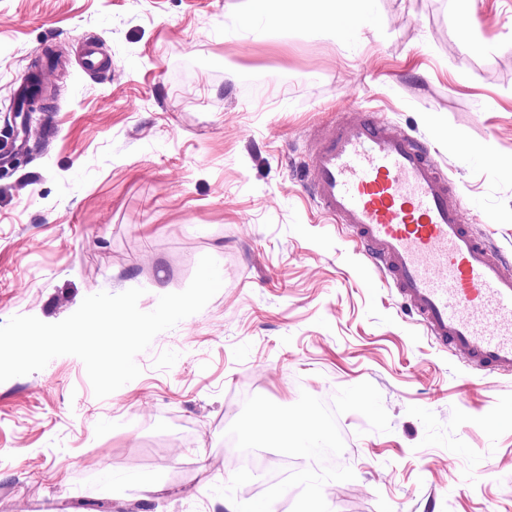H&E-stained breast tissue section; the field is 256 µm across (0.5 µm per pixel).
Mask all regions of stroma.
<instances>
[{
  "mask_svg": "<svg viewBox=\"0 0 512 512\" xmlns=\"http://www.w3.org/2000/svg\"><path fill=\"white\" fill-rule=\"evenodd\" d=\"M323 0H0V323H56L86 296L184 290L224 271L105 398L83 362L0 383V512H225L244 399L332 403L367 381L390 421L339 415L350 481L331 512H512V376L440 350L295 167L362 107L427 142L465 217L512 252V0H375L354 42L274 25ZM271 20L264 36L244 11ZM95 36L111 70L76 60ZM140 475L159 487L146 493Z\"/></svg>",
  "mask_w": 512,
  "mask_h": 512,
  "instance_id": "1",
  "label": "stroma"
}]
</instances>
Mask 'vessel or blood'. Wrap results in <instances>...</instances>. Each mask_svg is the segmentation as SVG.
I'll use <instances>...</instances> for the list:
<instances>
[{"label": "vessel or blood", "instance_id": "1", "mask_svg": "<svg viewBox=\"0 0 512 512\" xmlns=\"http://www.w3.org/2000/svg\"><path fill=\"white\" fill-rule=\"evenodd\" d=\"M80 64L106 68L94 39L83 40ZM300 172L317 208L348 229L440 348L512 375V258L468 224L425 141L352 107L317 135Z\"/></svg>", "mask_w": 512, "mask_h": 512}]
</instances>
